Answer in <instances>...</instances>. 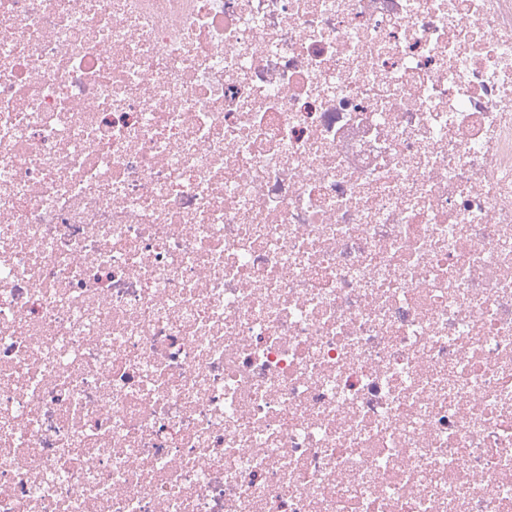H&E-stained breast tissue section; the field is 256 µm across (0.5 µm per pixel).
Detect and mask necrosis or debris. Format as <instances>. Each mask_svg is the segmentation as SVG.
Segmentation results:
<instances>
[{"label": "necrosis or debris", "instance_id": "obj_1", "mask_svg": "<svg viewBox=\"0 0 512 512\" xmlns=\"http://www.w3.org/2000/svg\"><path fill=\"white\" fill-rule=\"evenodd\" d=\"M0 512H512V0H0Z\"/></svg>", "mask_w": 512, "mask_h": 512}]
</instances>
